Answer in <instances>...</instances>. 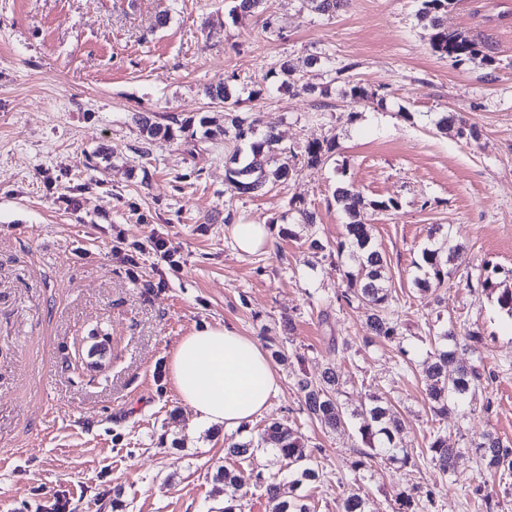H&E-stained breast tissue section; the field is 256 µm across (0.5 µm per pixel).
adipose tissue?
<instances>
[{"mask_svg": "<svg viewBox=\"0 0 512 512\" xmlns=\"http://www.w3.org/2000/svg\"><path fill=\"white\" fill-rule=\"evenodd\" d=\"M170 374L198 422L230 431L261 415L280 391L279 376L265 352L225 325L183 337L172 355Z\"/></svg>", "mask_w": 512, "mask_h": 512, "instance_id": "ef3b65f1", "label": "adipose tissue"}]
</instances>
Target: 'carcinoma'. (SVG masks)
<instances>
[{"label":"carcinoma","mask_w":512,"mask_h":512,"mask_svg":"<svg viewBox=\"0 0 512 512\" xmlns=\"http://www.w3.org/2000/svg\"><path fill=\"white\" fill-rule=\"evenodd\" d=\"M265 0H234L230 10L232 15H261L265 12ZM349 0H303V4L321 14H333L347 7ZM457 0H422L420 13L431 16L429 45L431 50L453 65L467 60H480L491 65L495 58L489 48L474 37L460 32L450 31L444 26L441 17L453 7ZM206 95L224 104V126L206 129L204 137L222 135L235 143V151L229 159L227 180L238 193L265 188L270 184L287 179L290 166L277 163V157L289 153L291 157L302 156L309 165L323 164L329 158L332 146L319 142H310L300 152L290 151L281 146V138L273 129L261 127L259 117L250 113L242 115L237 110L239 99L235 88L226 83L208 87ZM345 96L354 104H362L375 98L359 82H348ZM136 124L144 137L151 143L156 140H172L176 133H186L191 128V120L162 124L151 121L144 116L136 117ZM457 127L460 136L477 138L473 127L467 126L463 115L447 113L436 122L439 130ZM336 205L348 216L343 238L336 241V256H348L356 267L354 271L344 272L345 289L336 296V301L347 306L357 305L367 311V330L370 339L389 340L400 335L398 324L388 316V311L396 297L387 286V259L374 243L370 225L365 217L368 210L388 211L397 209L398 203L388 201H368L353 187L339 186L333 194ZM431 244L421 251L420 260L414 266L420 275L414 284L422 290L432 286L440 287L448 280V263L464 258L462 248L448 246V234L442 232L441 226L429 232ZM435 351L433 361L425 371L424 386L431 402L430 410L436 417L446 413L448 398L465 403L480 385L482 374L478 367L466 365L459 361L458 350L475 354L483 344L482 335L469 331L460 336L454 326H449L434 336ZM302 394L304 411L318 421L321 426L331 431H343L355 418L360 419L358 433L369 448L383 452L394 460L402 451L399 435L403 431V422L387 403L374 397L368 406L359 411H348L340 399L339 377L336 370L328 367L321 378L313 381L303 375L296 381ZM265 445L286 461L300 477L308 481L320 479L319 468L315 467L312 454L307 451V444L302 436L283 424L273 421L268 423L259 434L257 441L236 442L225 449V455L244 459L253 453L254 444ZM475 452L479 455L480 467L499 475V481L512 477V446L504 443L491 433L482 435ZM426 459L437 465L443 472L455 471L460 449L448 447L447 427H435L430 433ZM220 477L224 482V507L220 512H238V504L245 496L243 489L249 486L248 479L241 473L227 468ZM295 483L266 482L263 484L268 500L275 503L274 512H310V507L299 496L293 495ZM395 512H420L432 505V493L413 496L403 492L395 498ZM342 512H369L368 498L359 492L348 494L342 502Z\"/></svg>","instance_id":"obj_1"}]
</instances>
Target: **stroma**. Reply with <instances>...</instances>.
Segmentation results:
<instances>
[{
  "mask_svg": "<svg viewBox=\"0 0 512 512\" xmlns=\"http://www.w3.org/2000/svg\"><path fill=\"white\" fill-rule=\"evenodd\" d=\"M231 6L0 0V512H218L225 448L274 418L319 464L320 481L297 489L314 512H341L356 488L372 512H393L402 491L433 492L428 512H484L481 485L496 494L494 512H512V487L480 471L474 452L487 431L512 443V316L498 303L512 289V0H458L443 17L492 43L491 67L433 53L420 0H349L329 16L267 0L271 31ZM311 57L335 76L307 68ZM284 61L326 95L276 89ZM231 76L241 109L283 146L332 139L331 159L240 194L223 137L144 145L137 114L223 123L205 89ZM350 80L378 102L352 104ZM444 112L463 113L478 141L438 131ZM342 182L398 204L367 215L398 295L389 341L365 343L364 309L336 301L350 262L308 248L317 235L342 238ZM296 201L315 224L299 223ZM232 224L266 225L268 246L240 253ZM435 225L466 260L449 264L447 286L423 292L414 262ZM156 237L179 272L153 250ZM484 265L499 270L494 287L469 288ZM443 321L484 337L482 389L470 411L448 407V444L462 452L453 477L421 454L433 422L420 373ZM218 324L285 355L279 394L232 432L197 426L169 373L179 339ZM328 367L348 409L373 395L391 402L409 462L356 468L366 449L356 427L336 433L307 417L296 380Z\"/></svg>",
  "mask_w": 512,
  "mask_h": 512,
  "instance_id": "35a3bbf8",
  "label": "stroma"
}]
</instances>
